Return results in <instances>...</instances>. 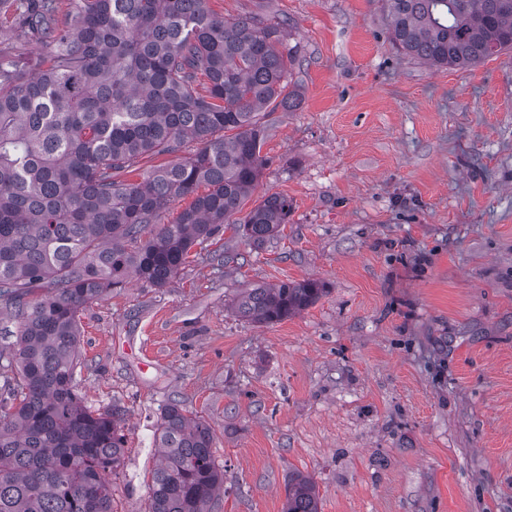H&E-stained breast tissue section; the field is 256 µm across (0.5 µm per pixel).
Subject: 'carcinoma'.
Segmentation results:
<instances>
[{"instance_id":"cac0c4a2","label":"carcinoma","mask_w":512,"mask_h":512,"mask_svg":"<svg viewBox=\"0 0 512 512\" xmlns=\"http://www.w3.org/2000/svg\"><path fill=\"white\" fill-rule=\"evenodd\" d=\"M0 0L16 42L0 47V309L16 340L0 348V512H112L109 474L126 444L124 413L78 391L79 314L135 277L164 287L255 189L266 158L261 113L291 109L281 23L224 18L208 0ZM390 41L434 67L512 49V0H385ZM208 82V95L196 87ZM198 146L179 156L186 140ZM153 155L177 160L138 183ZM191 199L165 224L162 213ZM288 198L267 193L236 230L278 235ZM317 280L241 292L235 309L274 324L313 305ZM147 512H207L224 488L214 433L173 399L155 434ZM286 512H320L312 478L288 479Z\"/></svg>"}]
</instances>
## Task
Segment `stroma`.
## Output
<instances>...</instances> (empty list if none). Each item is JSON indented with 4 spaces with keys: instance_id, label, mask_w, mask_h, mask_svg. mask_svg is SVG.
<instances>
[{
    "instance_id": "obj_1",
    "label": "stroma",
    "mask_w": 512,
    "mask_h": 512,
    "mask_svg": "<svg viewBox=\"0 0 512 512\" xmlns=\"http://www.w3.org/2000/svg\"><path fill=\"white\" fill-rule=\"evenodd\" d=\"M208 7L285 24L302 101L266 114L242 208L292 209L264 245L226 222L165 287L81 312L79 392L125 411L114 512H146L172 398L213 429L210 512H285L295 472L321 512H512V50L411 59L383 0ZM308 279L325 294L283 321L235 312L243 289Z\"/></svg>"
}]
</instances>
